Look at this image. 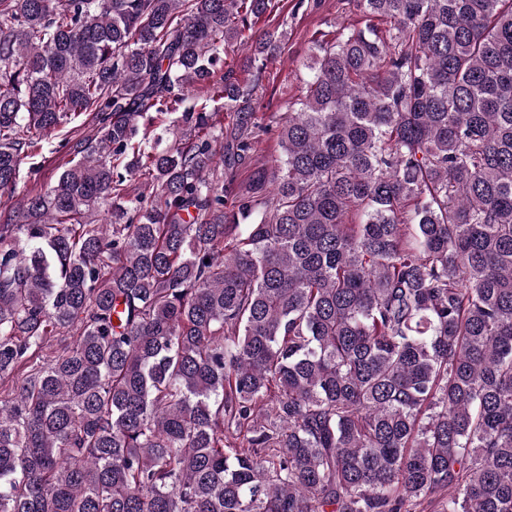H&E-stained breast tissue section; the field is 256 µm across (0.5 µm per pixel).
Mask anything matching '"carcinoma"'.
Returning a JSON list of instances; mask_svg holds the SVG:
<instances>
[{"label": "carcinoma", "mask_w": 512, "mask_h": 512, "mask_svg": "<svg viewBox=\"0 0 512 512\" xmlns=\"http://www.w3.org/2000/svg\"><path fill=\"white\" fill-rule=\"evenodd\" d=\"M349 3L239 194L277 0H0V512H512V0ZM60 139L52 135L42 141L38 150L39 156L34 160L39 163V165H34L37 167V171L30 173V164L24 165L21 182L15 196L19 193L20 196L22 194L35 195L56 181L62 171V166L74 158L73 153L61 146Z\"/></svg>", "instance_id": "carcinoma-1"}]
</instances>
